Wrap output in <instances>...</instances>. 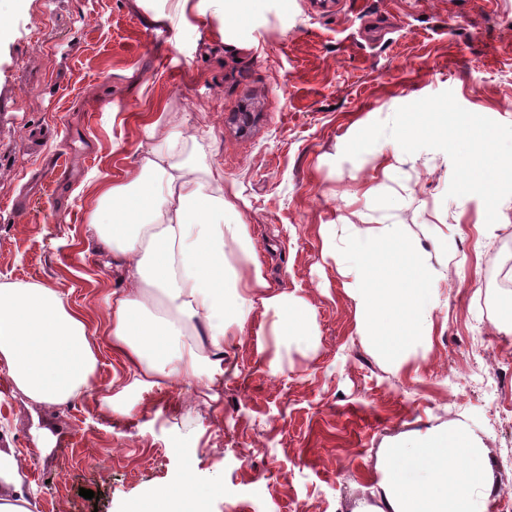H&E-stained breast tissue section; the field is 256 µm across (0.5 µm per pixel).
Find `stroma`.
Here are the masks:
<instances>
[{"label": "stroma", "mask_w": 512, "mask_h": 512, "mask_svg": "<svg viewBox=\"0 0 512 512\" xmlns=\"http://www.w3.org/2000/svg\"><path fill=\"white\" fill-rule=\"evenodd\" d=\"M153 15L137 0H0V279L67 293L100 346L94 388L68 408L30 402L0 371V450L22 462L0 495L19 489L31 512H132L188 478L204 512H354L381 449L452 426L512 487V333L484 288L512 239V0H263L224 37L214 20ZM182 133L223 168L271 288L313 316L305 344L254 308L207 402L195 385L136 383L106 346L104 297L127 282L87 229L98 187ZM66 153L72 180L29 187ZM22 196L17 218L5 206ZM352 225L447 266L433 331L402 366L357 334L336 270L360 248Z\"/></svg>", "instance_id": "1"}]
</instances>
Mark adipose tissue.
Here are the masks:
<instances>
[{
	"label": "adipose tissue",
	"instance_id": "obj_1",
	"mask_svg": "<svg viewBox=\"0 0 512 512\" xmlns=\"http://www.w3.org/2000/svg\"><path fill=\"white\" fill-rule=\"evenodd\" d=\"M181 22L224 21L254 0H160ZM188 139L149 149L123 182L98 191L88 228L128 280L105 298L107 343L139 370L141 383L169 378L222 382L224 347L241 336L254 304L279 315L281 335L305 340L309 325L300 300L271 290L258 259L247 276L225 261L227 244L249 248L248 227L228 224L224 171L189 162ZM162 209H153L155 197ZM370 251L339 259L347 278L357 333L393 365L433 329L428 286L439 271L413 242L389 230L370 232ZM396 259L404 286L380 287L374 271ZM206 339L205 349L189 344ZM99 347L84 315L67 295L38 282H0V365L16 391L35 404L62 407L94 385ZM376 504L357 512H486L496 489L486 448L463 427L428 432L382 449Z\"/></svg>",
	"mask_w": 512,
	"mask_h": 512
}]
</instances>
